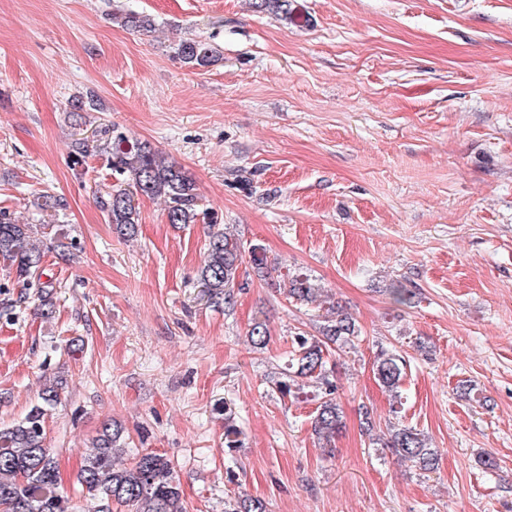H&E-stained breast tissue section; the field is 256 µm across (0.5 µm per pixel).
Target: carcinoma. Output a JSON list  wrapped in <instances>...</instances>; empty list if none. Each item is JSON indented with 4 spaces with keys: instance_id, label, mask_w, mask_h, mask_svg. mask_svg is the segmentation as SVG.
<instances>
[{
    "instance_id": "1",
    "label": "carcinoma",
    "mask_w": 512,
    "mask_h": 512,
    "mask_svg": "<svg viewBox=\"0 0 512 512\" xmlns=\"http://www.w3.org/2000/svg\"><path fill=\"white\" fill-rule=\"evenodd\" d=\"M295 2L253 0L252 6L258 12L281 14L295 23L301 18ZM114 19L138 32L148 33L154 26L150 17L132 11L116 14ZM217 53L212 44L197 39L182 40L175 48L176 56L195 69L210 66ZM99 152L101 146L96 140L79 138L72 149L73 165L82 166ZM107 163L117 183L98 195L97 203L119 235L133 238L137 234V195L163 198L169 224H194L199 216H208L193 179L149 145L117 134L107 146ZM38 235L35 225L18 224L0 210V264L27 286L37 287V294L41 295L49 284L41 281L45 252ZM242 263L241 245L235 236L223 230L209 235L207 260L199 282L213 304H231L232 288ZM287 284V298L300 304L314 302L315 288L308 276L292 275ZM390 294L399 306L414 304L415 293L402 285L390 289ZM360 333L350 314L333 305L326 308L318 334L299 330L291 335L292 350L285 372L276 381V389L283 397L299 396L308 384L315 387L318 406L311 430L329 454L335 450L343 416L325 351L333 345L343 348L354 344ZM408 366V356L401 351L382 349L372 370L380 387L396 393ZM64 388L62 376L44 378L41 403L32 406L19 421L0 426V512H73L71 500L61 491L58 455L45 441V417L61 400ZM380 446L424 473L439 466L438 450L430 447L425 435L412 425H392ZM127 452L122 444V428L115 423L106 425L87 448L77 482L82 497L94 503V512H112L114 505L130 507L133 512H186L172 461L155 452H138L128 462ZM224 512H266V506L257 497L240 495L224 502Z\"/></svg>"
}]
</instances>
